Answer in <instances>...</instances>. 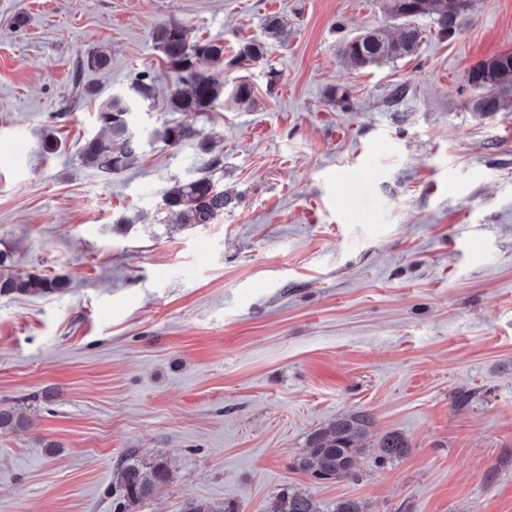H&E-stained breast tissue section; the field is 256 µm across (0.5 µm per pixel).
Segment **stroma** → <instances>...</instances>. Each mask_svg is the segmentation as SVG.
Returning <instances> with one entry per match:
<instances>
[{
    "label": "stroma",
    "mask_w": 512,
    "mask_h": 512,
    "mask_svg": "<svg viewBox=\"0 0 512 512\" xmlns=\"http://www.w3.org/2000/svg\"><path fill=\"white\" fill-rule=\"evenodd\" d=\"M271 14L288 35L266 63L215 73L251 102L185 117L223 153L232 203L176 224L162 196L201 158L159 136L177 80L152 32L175 19L229 50L268 40ZM468 16L449 39L418 18L414 55L358 71L339 48L397 28L386 0H0V139L30 145L0 157V249L70 281L0 297V405L32 421L0 433V512H112L131 455L171 472L142 512H264L287 485L325 508L512 512V104L472 111L467 83L512 51V0ZM98 48L109 67H84ZM142 72L137 164L86 166L99 103ZM360 409L409 455L366 451L354 481L291 469L311 431ZM375 448H378L375 463L384 465L405 458L412 447L409 439L403 434L389 431L380 436Z\"/></svg>",
    "instance_id": "35a3bbf8"
}]
</instances>
